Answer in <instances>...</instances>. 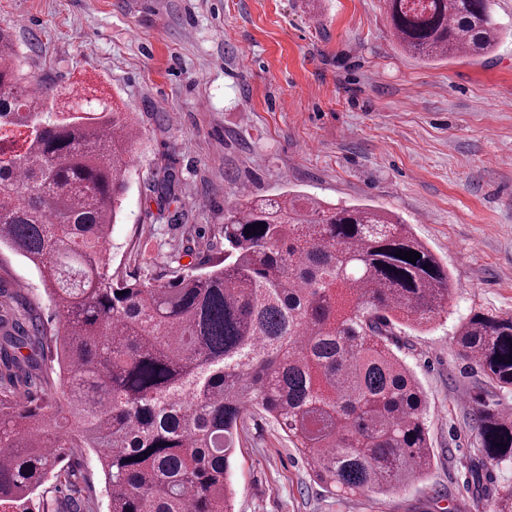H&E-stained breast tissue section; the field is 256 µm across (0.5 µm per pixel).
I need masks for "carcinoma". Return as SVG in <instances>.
I'll return each mask as SVG.
<instances>
[{"label": "carcinoma", "mask_w": 512, "mask_h": 512, "mask_svg": "<svg viewBox=\"0 0 512 512\" xmlns=\"http://www.w3.org/2000/svg\"><path fill=\"white\" fill-rule=\"evenodd\" d=\"M385 4L399 47L427 64L487 55L504 34L494 0ZM54 99L22 83L0 30V246L39 269L58 318L0 302V512H36L52 481L72 512H92L64 464L87 450L109 512H233L231 459L254 409L329 492L423 476L427 400L399 333L446 312L452 280L411 225L365 205L247 198L224 214V255L203 271L116 279L110 227L140 130L104 102L56 112ZM146 189L178 201L170 173ZM454 343L487 388L512 389V316L477 311ZM474 422L479 483L512 461V414L485 399ZM489 507L512 512V484Z\"/></svg>", "instance_id": "1"}]
</instances>
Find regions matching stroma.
Listing matches in <instances>:
<instances>
[{"mask_svg": "<svg viewBox=\"0 0 512 512\" xmlns=\"http://www.w3.org/2000/svg\"><path fill=\"white\" fill-rule=\"evenodd\" d=\"M22 73L58 109L99 97L142 140L110 229V271L167 282L188 231L224 253L237 201L295 190L398 215L448 267V311L405 330L428 398L435 462L408 488L334 495L265 413L239 432L235 512H487L468 462L482 389L459 357L471 312L512 315V37L492 54L425 64L398 46L383 0H0ZM171 172L160 214L144 187ZM54 313L36 267L0 247V294Z\"/></svg>", "mask_w": 512, "mask_h": 512, "instance_id": "obj_1", "label": "stroma"}]
</instances>
